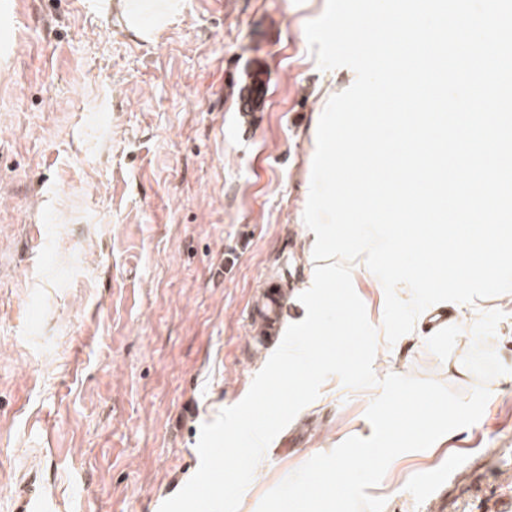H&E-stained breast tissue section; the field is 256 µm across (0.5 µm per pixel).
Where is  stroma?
Segmentation results:
<instances>
[{"label": "stroma", "instance_id": "1", "mask_svg": "<svg viewBox=\"0 0 512 512\" xmlns=\"http://www.w3.org/2000/svg\"><path fill=\"white\" fill-rule=\"evenodd\" d=\"M98 0H0V512L43 493L56 512H159L197 471L204 423L239 403L282 341L255 344L269 280L296 319L310 270L305 225L314 115L348 89L304 27L326 0H184L180 22L130 37ZM266 104L239 109L246 70ZM352 283L382 329L385 291ZM507 367L474 425L396 457L369 495L425 512L450 463L512 444V293L475 300L437 331L419 315L381 373L462 395L472 328ZM372 388L304 407L273 439L239 512L315 455L366 437Z\"/></svg>", "mask_w": 512, "mask_h": 512}]
</instances>
